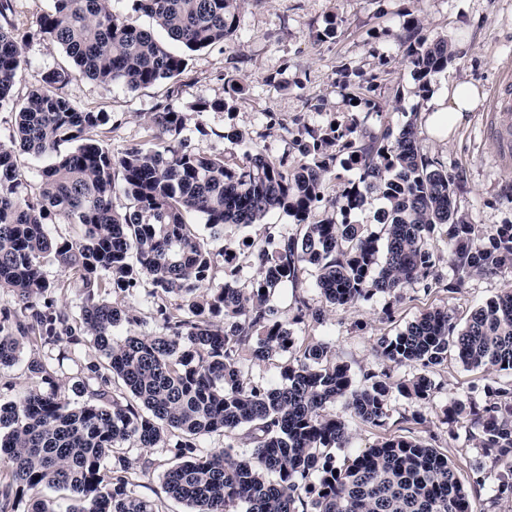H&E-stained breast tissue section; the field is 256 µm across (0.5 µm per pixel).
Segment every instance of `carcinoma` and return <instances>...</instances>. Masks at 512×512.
I'll use <instances>...</instances> for the list:
<instances>
[{
    "label": "carcinoma",
    "instance_id": "carcinoma-1",
    "mask_svg": "<svg viewBox=\"0 0 512 512\" xmlns=\"http://www.w3.org/2000/svg\"><path fill=\"white\" fill-rule=\"evenodd\" d=\"M16 2L0 0V108L14 113L10 144H0V288L17 301L0 308V369L27 349V370L51 388L0 402V512H15L17 494L37 487L63 493L69 504L57 512H160L133 493L130 447L176 450L180 462L165 472L164 490L190 512H472L448 449L415 435L424 421L419 406L433 403L431 374L450 350L469 370H512V289L462 325L433 308L380 337L381 368L363 371L358 385L350 366L328 360L326 343H295L293 326L322 320L332 306L397 298L416 284L448 290L473 273L512 274V224L483 229L463 221L455 179L422 153L413 123L397 133L388 125L367 141L354 138L349 124L330 125L307 131L299 159L258 150L237 160L176 146L186 116L159 104L149 120L160 143L114 155L102 144L108 115L83 110L57 90L79 74L137 91L178 79L187 58L132 16L114 14L111 0H51L37 34L68 64L16 101L11 91L26 64ZM239 9L240 0H132L134 12L188 52L232 37ZM418 28L410 21L407 57L426 92L453 50L450 39L429 41ZM63 145L69 149L60 151ZM23 155L51 158L33 194H21ZM338 164L357 165L364 187L349 183L336 195L341 220H317L326 178L341 179ZM373 192L385 202L378 234L348 221ZM119 195L126 204L118 208ZM272 212L293 217L296 231L270 225L259 243H226L238 264H217L208 240ZM192 214L204 217L207 235ZM52 224L74 233L55 236ZM441 229L455 271L447 283L430 244ZM249 261L256 275L243 280ZM50 262L82 288L79 311L57 306L52 288L65 283L47 280ZM311 268L318 304L305 294ZM286 284L295 289L289 314L270 305ZM142 288L153 300L155 331L114 339L136 316L108 297ZM81 334L100 355L84 365L97 388L73 406L40 351L66 343L76 356ZM280 357L277 383L246 381L247 364ZM402 367L415 373L397 382ZM395 391L415 408L393 423ZM484 392L482 401L444 405L441 423L466 420L483 455L506 465L498 493H512V379H493ZM339 402L344 414L329 412ZM357 424L377 431L378 440L337 459L331 449L348 447ZM214 434L249 441L250 457L234 455L231 443L202 453L201 441Z\"/></svg>",
    "mask_w": 512,
    "mask_h": 512
}]
</instances>
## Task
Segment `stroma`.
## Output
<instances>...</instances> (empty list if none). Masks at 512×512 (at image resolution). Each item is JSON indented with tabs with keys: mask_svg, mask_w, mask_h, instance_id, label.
<instances>
[{
	"mask_svg": "<svg viewBox=\"0 0 512 512\" xmlns=\"http://www.w3.org/2000/svg\"><path fill=\"white\" fill-rule=\"evenodd\" d=\"M51 0H18L26 69L13 88L21 98L41 86L44 75L64 60L60 49L35 33L37 16ZM417 18L428 39L450 38L454 56L430 84L443 99L452 81L474 82L492 91L512 67V0H242L233 39L193 53L178 81L129 91L77 78L63 93L80 107L111 117L104 139L112 153H122L151 135L149 116L166 102L185 113L180 135L185 149L227 157H243L255 147L272 156H299L309 128H324L355 119L358 134L378 133L383 122L401 127L416 122L424 154L436 159L462 185L457 205L465 223L486 228L512 224V169L492 152L491 115L483 108L467 113L449 135L434 131L427 100L406 56L407 22ZM332 37H325L327 28ZM245 87L242 98L230 99L226 76ZM226 99L221 110L196 111L202 100ZM242 140H227L228 130ZM506 277L471 275L464 288L449 292L405 288L401 300L377 296L326 312L322 320L295 326L298 338L315 337L330 346L337 361L360 368H379L374 351L380 336L392 335L423 311L445 307L458 321L499 295ZM393 317H386V309ZM511 374L489 369L467 370L456 357L433 375L438 387L432 407L425 409L420 436L446 448L459 479L471 492L473 512H512V495H497L503 467L481 458L465 423L447 427L437 421L450 400L483 398L491 379ZM152 467L134 492L161 505L163 512H189L169 498L163 475L174 465L172 452L155 449Z\"/></svg>",
	"mask_w": 512,
	"mask_h": 512,
	"instance_id": "1",
	"label": "stroma"
}]
</instances>
